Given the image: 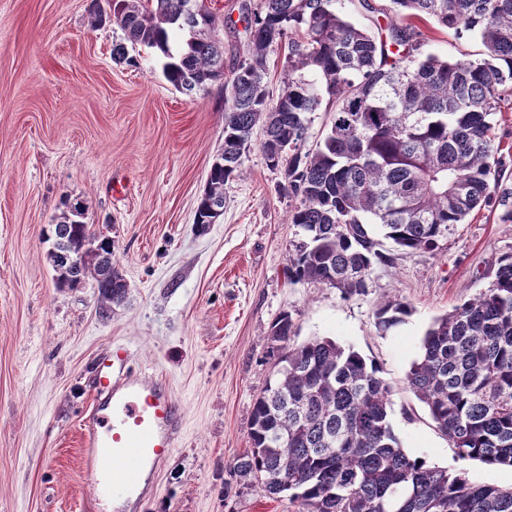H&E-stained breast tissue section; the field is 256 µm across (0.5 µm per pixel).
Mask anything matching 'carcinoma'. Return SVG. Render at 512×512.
I'll list each match as a JSON object with an SVG mask.
<instances>
[{
    "label": "carcinoma",
    "mask_w": 512,
    "mask_h": 512,
    "mask_svg": "<svg viewBox=\"0 0 512 512\" xmlns=\"http://www.w3.org/2000/svg\"><path fill=\"white\" fill-rule=\"evenodd\" d=\"M375 28L361 26L333 0H260L245 6L249 33L225 87L224 152L211 166L197 213L219 219L224 187L240 176L252 134L280 171L288 223L298 239L288 280L320 283L342 295L368 287L386 262L383 241L430 251L476 208L496 205L512 223V187L494 134V116L512 92V0H386L373 5ZM124 32L112 59L144 46L164 59L166 80L186 95L224 79L219 18L205 0H107ZM428 21L480 42L479 53L448 60L425 51ZM285 50L282 87L267 90L270 52ZM328 128L306 147L311 115ZM80 204L54 225L48 255L59 287L92 278L101 315L123 305L127 284L113 243L78 219ZM80 254L67 264L63 259ZM410 314L381 303L386 330ZM284 312L268 339L277 360L253 404L250 447L229 474L288 498L298 512H512V488L468 480L408 454L391 424L390 386L381 368L327 337L294 343ZM406 383L461 460L512 467V254L499 259L488 287L435 318Z\"/></svg>",
    "instance_id": "1"
}]
</instances>
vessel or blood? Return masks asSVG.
<instances>
[{
    "label": "vessel or blood",
    "mask_w": 512,
    "mask_h": 512,
    "mask_svg": "<svg viewBox=\"0 0 512 512\" xmlns=\"http://www.w3.org/2000/svg\"><path fill=\"white\" fill-rule=\"evenodd\" d=\"M184 410L163 381L136 371L115 346L96 365V399L82 419L84 471L97 499L137 512L180 437Z\"/></svg>",
    "instance_id": "obj_1"
}]
</instances>
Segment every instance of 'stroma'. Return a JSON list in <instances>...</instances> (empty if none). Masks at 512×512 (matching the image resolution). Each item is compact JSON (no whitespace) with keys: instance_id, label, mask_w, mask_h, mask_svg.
<instances>
[{"instance_id":"obj_1","label":"stroma","mask_w":512,"mask_h":512,"mask_svg":"<svg viewBox=\"0 0 512 512\" xmlns=\"http://www.w3.org/2000/svg\"><path fill=\"white\" fill-rule=\"evenodd\" d=\"M245 0H207L224 17V67L239 60ZM106 0H0V512H112L94 504L79 420L96 361L128 347L162 376L185 428L141 512H296L259 487L225 497L232 458L249 448L256 396L273 369L268 331L289 312L295 342L328 337L375 360L391 386L403 448L470 481L512 488V467L458 459L405 385L432 320L486 288L512 253V224L491 207L451 227L432 252L385 245L365 291L288 283L297 229L280 173L254 132L244 173L224 188L217 223L194 224L209 165L224 147V91H176L144 47L112 59L121 29L91 26ZM114 242L126 302L101 316L93 280L57 288L48 235L75 202ZM408 316L375 326L380 301Z\"/></svg>"}]
</instances>
